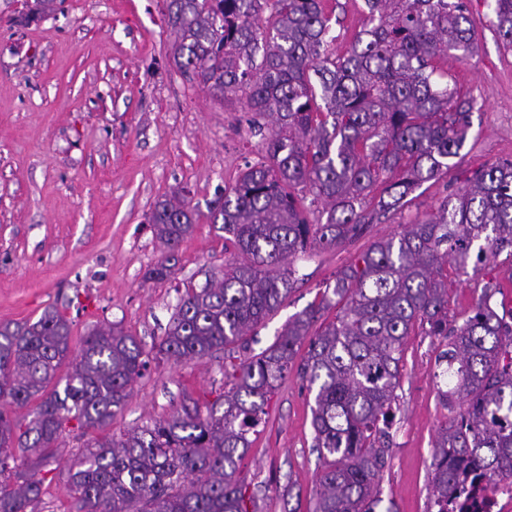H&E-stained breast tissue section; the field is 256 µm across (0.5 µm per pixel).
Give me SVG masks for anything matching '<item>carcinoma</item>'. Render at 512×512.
<instances>
[{
  "instance_id": "cac0c4a2",
  "label": "carcinoma",
  "mask_w": 512,
  "mask_h": 512,
  "mask_svg": "<svg viewBox=\"0 0 512 512\" xmlns=\"http://www.w3.org/2000/svg\"><path fill=\"white\" fill-rule=\"evenodd\" d=\"M364 3L368 24L336 55L322 0H166L179 68L225 100L245 94L249 126L271 128L263 160L245 163L209 207L239 259L185 289L152 346L177 361L224 354L230 388L222 411L186 410L119 441L91 439L69 471L79 512H258L240 463L269 395L294 367L315 392L313 447L324 465L313 512H376L403 345L416 326L443 337L434 379L446 386L445 405L458 408L436 438L428 512H467L478 494L512 491V309L497 312L490 287L473 315L452 324L442 275L445 264L479 270L512 250V161L447 188L434 213L374 242L273 344L237 361L248 332L290 294V257L350 243L403 211L459 155L471 128L473 100L440 67L449 51H472L467 0ZM494 15L512 50V0H494ZM318 200L324 208L311 220ZM198 218L176 195L156 203L151 223L166 251L147 279L171 277ZM334 305L336 321L310 334ZM70 352V323L53 307L34 322L0 324V512H30L42 495L43 480L21 471L11 448L36 455L34 469L52 464L64 422L103 428L150 363L142 342L116 324L90 332L59 379ZM35 399L33 419L17 432L4 405Z\"/></svg>"
}]
</instances>
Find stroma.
I'll return each instance as SVG.
<instances>
[{
  "mask_svg": "<svg viewBox=\"0 0 512 512\" xmlns=\"http://www.w3.org/2000/svg\"><path fill=\"white\" fill-rule=\"evenodd\" d=\"M337 20L331 49L343 53L367 18L364 0H325ZM473 52L448 53V75L475 101L472 127L447 173L425 182L403 212L353 243L294 260L297 281L260 323L249 353L271 345L288 320L318 301L326 284L370 245L435 211L447 185L512 159V51L492 26L491 0H470ZM24 0H0V323L37 320L52 306L71 324L72 348L92 329L116 324L145 345L159 341L190 286H203L233 258L210 224L208 205L261 156L244 100L221 101L183 75L165 0H58L22 22ZM182 194L200 219L165 281L146 273L163 256L150 217ZM496 309L512 308V258L473 273L449 271L448 318L463 322L486 285ZM440 337L418 332L403 347L400 410L381 482L397 512H427L434 443L451 416L432 378ZM224 361L151 360L100 436L184 410L207 414L224 393ZM314 394L296 374L271 393L240 471L258 488V512H312L322 463L312 449ZM93 434L66 424L57 468L42 472L35 512H77L68 470Z\"/></svg>",
  "mask_w": 512,
  "mask_h": 512,
  "instance_id": "35a3bbf8",
  "label": "stroma"
}]
</instances>
